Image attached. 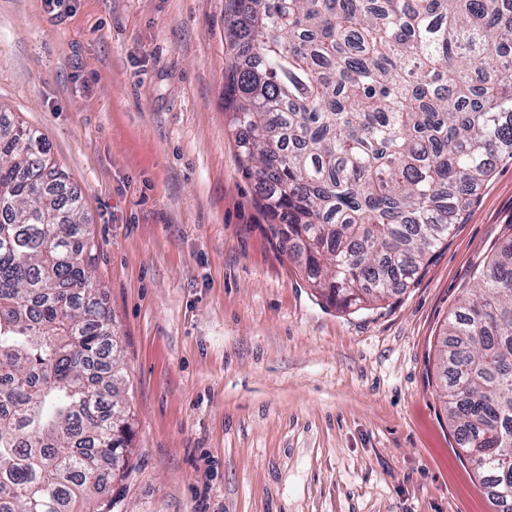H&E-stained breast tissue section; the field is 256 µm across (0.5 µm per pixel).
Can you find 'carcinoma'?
Here are the masks:
<instances>
[{"label":"carcinoma","mask_w":512,"mask_h":512,"mask_svg":"<svg viewBox=\"0 0 512 512\" xmlns=\"http://www.w3.org/2000/svg\"><path fill=\"white\" fill-rule=\"evenodd\" d=\"M233 123L266 234L343 311L402 290L512 159V0H235ZM0 121V512H119L135 411L82 197ZM441 389L512 512V225L451 313Z\"/></svg>","instance_id":"carcinoma-1"}]
</instances>
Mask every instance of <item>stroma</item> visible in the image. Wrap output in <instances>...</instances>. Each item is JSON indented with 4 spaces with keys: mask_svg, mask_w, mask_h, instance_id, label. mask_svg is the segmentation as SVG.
I'll return each mask as SVG.
<instances>
[{
    "mask_svg": "<svg viewBox=\"0 0 512 512\" xmlns=\"http://www.w3.org/2000/svg\"><path fill=\"white\" fill-rule=\"evenodd\" d=\"M0 0V112L85 202L123 340L124 512H495L437 383L449 312L512 223L499 162L414 281L348 315L267 238L224 99L231 0Z\"/></svg>",
    "mask_w": 512,
    "mask_h": 512,
    "instance_id": "stroma-1",
    "label": "stroma"
}]
</instances>
